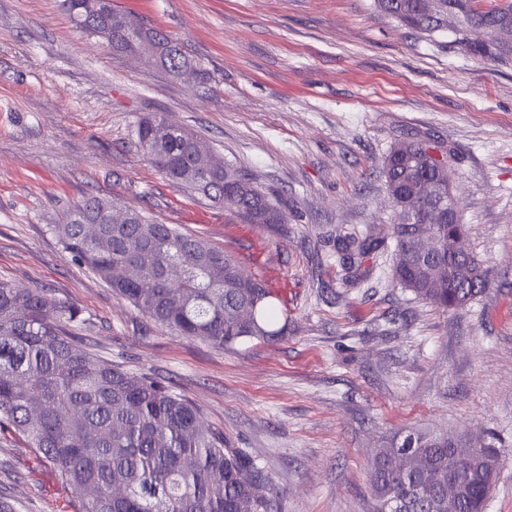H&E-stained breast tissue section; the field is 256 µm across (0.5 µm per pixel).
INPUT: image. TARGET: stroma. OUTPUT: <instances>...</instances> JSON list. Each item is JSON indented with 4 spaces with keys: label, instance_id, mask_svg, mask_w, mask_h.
Listing matches in <instances>:
<instances>
[{
    "label": "stroma",
    "instance_id": "stroma-1",
    "mask_svg": "<svg viewBox=\"0 0 512 512\" xmlns=\"http://www.w3.org/2000/svg\"><path fill=\"white\" fill-rule=\"evenodd\" d=\"M210 77L172 81L83 36L62 0H0V280L79 307L103 358L172 385L270 480L277 512H372L379 448L414 427L499 440L484 512H512V64L422 38L374 0H115ZM160 114L194 130L288 209L244 224L173 187L140 148ZM450 148L464 245L489 286L441 311L393 283L390 253L343 270L340 231L393 213L381 167L397 139ZM117 200L233 251L288 314L276 342L231 347L156 325L76 263L51 225L83 196ZM0 499L78 512L54 466L0 432Z\"/></svg>",
    "mask_w": 512,
    "mask_h": 512
}]
</instances>
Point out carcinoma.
I'll return each mask as SVG.
<instances>
[{"label": "carcinoma", "mask_w": 512, "mask_h": 512, "mask_svg": "<svg viewBox=\"0 0 512 512\" xmlns=\"http://www.w3.org/2000/svg\"><path fill=\"white\" fill-rule=\"evenodd\" d=\"M461 13L448 30V2ZM423 0H377L378 7L413 32L450 31L465 55L512 62V45L473 39L470 27L512 24V7L482 10L475 0H438L427 12ZM81 0L64 7L81 33L105 39L124 54L131 40L112 15L80 13ZM151 39L170 45L163 71L181 82H204L208 73L183 46L142 22ZM144 153L171 184L236 213L247 224H286L288 210L252 177L221 161L196 167L206 150L196 133L151 114L137 127ZM382 175L394 220L336 236V260L348 271L393 241L392 279L439 309L454 310L488 288L485 271L472 255L454 251L466 233L461 217L448 223L447 152L428 138L405 137L393 145ZM432 185L424 194V184ZM119 204L85 196L52 225L75 260L105 282L119 298L179 336L230 347L244 340L274 341L288 323L261 277L245 270L230 252L133 210L131 224H111ZM431 233L438 247L425 253L419 237ZM171 263L181 279L141 288L162 277ZM86 322L80 308L40 288L0 281V428L20 434L58 472L81 502L79 512H273L272 499L241 480L265 477L247 455L224 443V432L206 424L200 409L171 386L100 359L76 330ZM499 450L486 443L466 462L448 451V435L425 429L400 434L378 449L371 475L373 512H484L495 482ZM92 487L94 494L84 493Z\"/></svg>", "instance_id": "obj_1"}]
</instances>
